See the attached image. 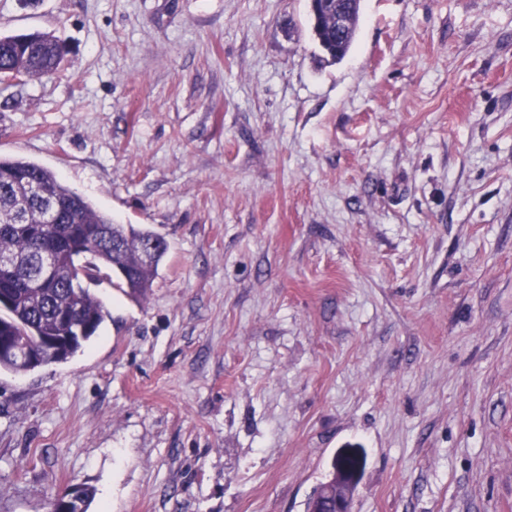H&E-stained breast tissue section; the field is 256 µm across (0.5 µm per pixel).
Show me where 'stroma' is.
<instances>
[{
  "label": "stroma",
  "instance_id": "stroma-1",
  "mask_svg": "<svg viewBox=\"0 0 512 512\" xmlns=\"http://www.w3.org/2000/svg\"><path fill=\"white\" fill-rule=\"evenodd\" d=\"M61 75L0 85V156L163 237L62 363L0 373V512H512V0H0ZM315 1L314 11L310 10L312 30L321 51L328 62L342 60L351 50L360 21V0ZM343 11L344 24L337 27L336 16ZM363 459L364 452L362 449H339L333 458L336 467L331 471V476L333 475L331 481L334 476L336 477L335 491L332 490L331 486H326V482L331 477L326 482L320 484L315 490L317 492V490L323 488L321 495L333 499L335 503L334 512H353L354 497L360 486L365 469Z\"/></svg>",
  "mask_w": 512,
  "mask_h": 512
}]
</instances>
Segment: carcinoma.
<instances>
[{
    "mask_svg": "<svg viewBox=\"0 0 512 512\" xmlns=\"http://www.w3.org/2000/svg\"><path fill=\"white\" fill-rule=\"evenodd\" d=\"M312 30L327 61L342 60L351 50L360 21V0H316L310 12ZM60 43L49 33L0 37V82L27 77L39 80L62 71ZM29 177L40 193L33 196L26 213L27 224L0 223V256L20 262L0 266V284H11V302L0 314V339L19 337L34 347L36 367L72 357L96 333L108 315L103 303L83 286L117 278L122 288L134 296L143 294L157 275L161 259L168 250L165 240L152 261L142 259L144 241L154 233L131 224H116L93 207L82 195L60 181L54 172L23 158L0 157V206L10 200L8 180ZM83 242L62 256L64 273L48 288L30 285L32 274L41 262L45 240L55 237L69 242L76 235ZM120 242L113 248L112 242ZM15 374L31 371L16 357L0 355V372ZM92 491L79 487L70 512H88Z\"/></svg>",
    "mask_w": 512,
    "mask_h": 512,
    "instance_id": "carcinoma-1",
    "label": "carcinoma"
}]
</instances>
